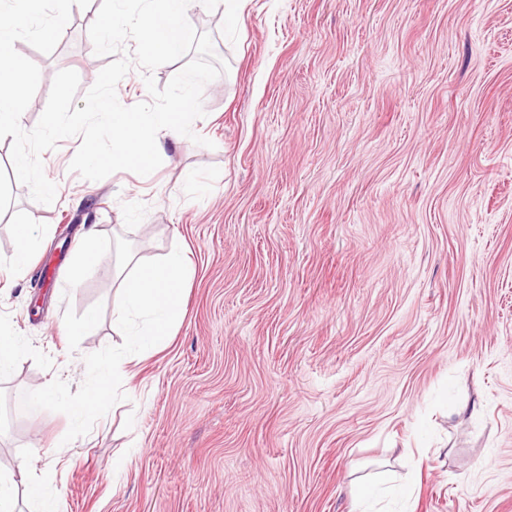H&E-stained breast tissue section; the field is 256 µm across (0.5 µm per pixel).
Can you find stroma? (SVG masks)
Masks as SVG:
<instances>
[{
  "mask_svg": "<svg viewBox=\"0 0 512 512\" xmlns=\"http://www.w3.org/2000/svg\"><path fill=\"white\" fill-rule=\"evenodd\" d=\"M101 2L52 53L16 42L46 74L23 129L58 71L84 108L109 62L88 35ZM190 17L228 66L192 124L206 145L89 181L63 139L41 156L45 205L0 139V331L24 341L0 376V476L30 464L60 512H358V486L387 479L378 512H512V0H244L233 31L223 0H193ZM91 228L142 260L182 247L185 315L87 435L64 442L46 410L10 429L23 392L78 390L85 355L123 341L114 253L66 286ZM18 228L17 247L14 255L10 259V266L14 274L20 276L26 267L29 265L31 252H30V239L27 234V229L23 226Z\"/></svg>",
  "mask_w": 512,
  "mask_h": 512,
  "instance_id": "obj_1",
  "label": "stroma"
}]
</instances>
